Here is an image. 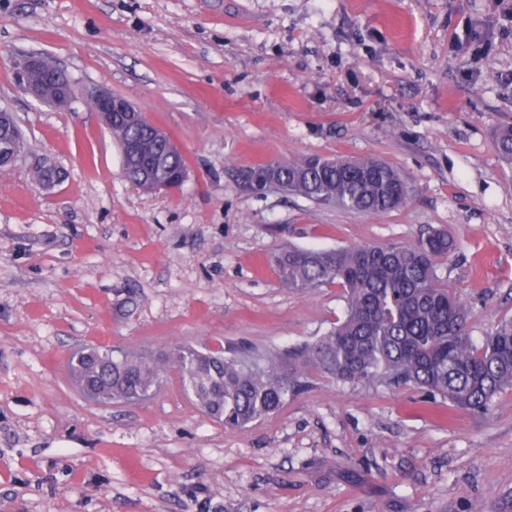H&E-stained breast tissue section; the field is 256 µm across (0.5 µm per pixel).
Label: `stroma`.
I'll return each instance as SVG.
<instances>
[{
  "instance_id": "stroma-1",
  "label": "stroma",
  "mask_w": 512,
  "mask_h": 512,
  "mask_svg": "<svg viewBox=\"0 0 512 512\" xmlns=\"http://www.w3.org/2000/svg\"><path fill=\"white\" fill-rule=\"evenodd\" d=\"M512 0H0V110L25 152L0 171V512H512V393L477 417L409 385L317 374L241 429L168 369L156 395L87 401L82 347L225 356L314 340L344 292L281 285L284 247L414 242L481 341L512 314ZM37 53L71 78L59 110L25 94ZM134 103L182 151L180 190L121 175L92 95ZM375 158L411 193L381 216L243 187L280 157ZM61 171L46 189L31 177Z\"/></svg>"
}]
</instances>
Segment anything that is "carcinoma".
Wrapping results in <instances>:
<instances>
[{
    "label": "carcinoma",
    "mask_w": 512,
    "mask_h": 512,
    "mask_svg": "<svg viewBox=\"0 0 512 512\" xmlns=\"http://www.w3.org/2000/svg\"><path fill=\"white\" fill-rule=\"evenodd\" d=\"M0 113V138L22 139L10 115ZM111 133L120 144L135 147V154L122 161L125 179L133 183L146 175L156 186L181 187L187 161L154 123L117 115ZM494 139L498 151L512 160V125L495 128ZM243 175L274 179L289 194L373 216L398 208L410 194L401 170L374 159L288 157ZM452 249L444 232L415 243L325 251L290 247L275 259L284 286L307 292L335 283L346 294L342 317L316 340L248 363L189 346L162 358L129 350L114 355L108 346H95L73 357L68 370L74 379L101 387L104 401H131L152 396L161 372L173 366L196 405L229 428L278 411L312 372L343 382L413 384L484 416L498 395L512 391V316H501L481 342L472 340L468 303L438 275L440 261Z\"/></svg>",
    "instance_id": "carcinoma-1"
}]
</instances>
